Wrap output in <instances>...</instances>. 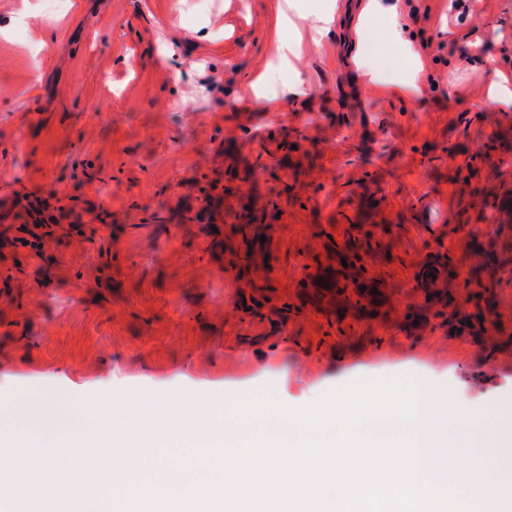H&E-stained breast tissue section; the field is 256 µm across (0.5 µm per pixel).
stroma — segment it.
Masks as SVG:
<instances>
[{
	"label": "stroma",
	"instance_id": "obj_1",
	"mask_svg": "<svg viewBox=\"0 0 512 512\" xmlns=\"http://www.w3.org/2000/svg\"><path fill=\"white\" fill-rule=\"evenodd\" d=\"M283 4L0 0V396H60L63 426L133 391L228 408L245 382L297 407L415 375L483 413L482 436L512 411V216L495 206L512 194V105L486 97L512 75V0H397L413 99L351 80L342 34L312 20L336 0H292L285 32ZM347 34L383 78L403 71L386 15ZM283 37L293 69L253 90ZM245 198L280 211L249 247ZM36 201L58 221L39 257L10 244ZM431 252L450 275L427 299L413 283ZM318 268L339 272L342 316L305 308ZM477 268L490 341L449 327L476 311Z\"/></svg>",
	"mask_w": 512,
	"mask_h": 512
}]
</instances>
